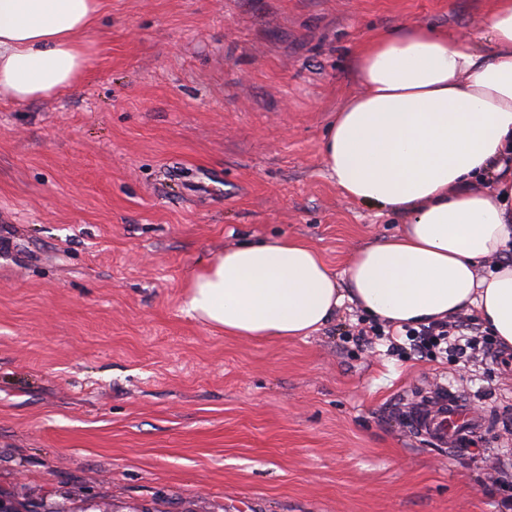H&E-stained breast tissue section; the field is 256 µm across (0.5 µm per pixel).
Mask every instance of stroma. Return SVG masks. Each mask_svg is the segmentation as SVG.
I'll use <instances>...</instances> for the list:
<instances>
[{"mask_svg": "<svg viewBox=\"0 0 512 512\" xmlns=\"http://www.w3.org/2000/svg\"><path fill=\"white\" fill-rule=\"evenodd\" d=\"M490 0H103L58 97H0V493L36 512H500L506 363L361 344L352 304L288 341L224 335L185 286L300 237L343 271L399 233L321 159L356 54L408 23L472 39ZM492 416L482 451L416 437L415 397Z\"/></svg>", "mask_w": 512, "mask_h": 512, "instance_id": "obj_1", "label": "stroma"}]
</instances>
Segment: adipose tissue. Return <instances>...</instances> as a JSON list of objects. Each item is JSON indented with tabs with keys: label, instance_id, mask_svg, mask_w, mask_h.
I'll use <instances>...</instances> for the list:
<instances>
[{
	"label": "adipose tissue",
	"instance_id": "ef3b65f1",
	"mask_svg": "<svg viewBox=\"0 0 512 512\" xmlns=\"http://www.w3.org/2000/svg\"><path fill=\"white\" fill-rule=\"evenodd\" d=\"M101 0H0V95L25 103L74 88L80 39ZM359 94L328 127L326 170L346 197L389 209L402 232L355 252L343 273L299 238L226 250L188 284L187 312L225 335L288 340L344 302L392 324L475 314L512 350V0L470 43L422 23L358 53Z\"/></svg>",
	"mask_w": 512,
	"mask_h": 512
}]
</instances>
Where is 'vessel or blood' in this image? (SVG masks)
<instances>
[{"label": "vessel or blood", "mask_w": 512, "mask_h": 512, "mask_svg": "<svg viewBox=\"0 0 512 512\" xmlns=\"http://www.w3.org/2000/svg\"><path fill=\"white\" fill-rule=\"evenodd\" d=\"M412 422L416 432L436 447L462 454L473 451L476 432L482 426L481 420L471 417L455 394L441 400L431 412H413Z\"/></svg>", "instance_id": "vessel-or-blood-1"}]
</instances>
